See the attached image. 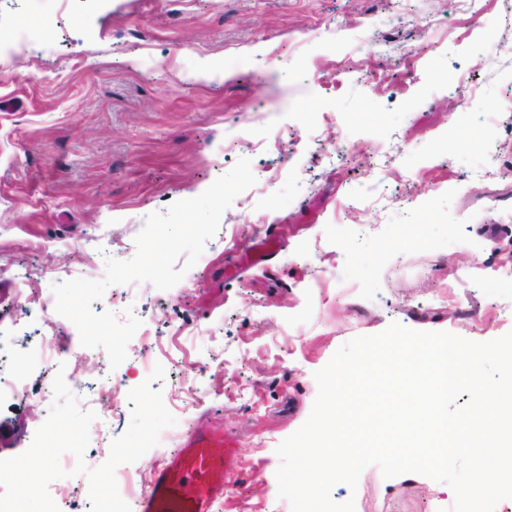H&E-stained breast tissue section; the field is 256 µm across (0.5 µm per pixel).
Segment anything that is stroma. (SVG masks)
<instances>
[{"instance_id":"35a3bbf8","label":"stroma","mask_w":512,"mask_h":512,"mask_svg":"<svg viewBox=\"0 0 512 512\" xmlns=\"http://www.w3.org/2000/svg\"><path fill=\"white\" fill-rule=\"evenodd\" d=\"M443 17L453 28L435 26ZM22 25L28 51L0 48V335L42 345L0 375L33 395L60 369L84 382L95 468L129 424V390L163 365L176 423L116 470L128 504L199 421L240 445L217 512H291L276 448L342 345L393 322L479 342L512 331V0H493L483 26L461 0H0V28ZM330 135L350 154L326 157ZM242 158L256 184L176 286L114 285L94 302L142 321L119 391L102 390L108 356L70 321H18V296L36 306L60 277L102 278L106 257H134L148 215ZM268 234L263 261L244 257ZM49 411L0 395V459L23 453ZM75 464L62 456L69 475L49 492L62 512H89ZM331 495L355 512L455 502L444 483L374 465Z\"/></svg>"}]
</instances>
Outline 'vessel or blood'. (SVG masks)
<instances>
[{
    "instance_id": "b4317fda",
    "label": "vessel or blood",
    "mask_w": 512,
    "mask_h": 512,
    "mask_svg": "<svg viewBox=\"0 0 512 512\" xmlns=\"http://www.w3.org/2000/svg\"><path fill=\"white\" fill-rule=\"evenodd\" d=\"M238 448L223 430L192 428L165 458L139 512H216L224 469L234 462Z\"/></svg>"
}]
</instances>
